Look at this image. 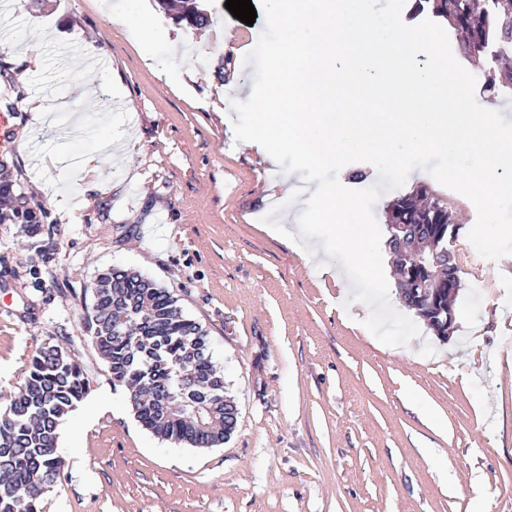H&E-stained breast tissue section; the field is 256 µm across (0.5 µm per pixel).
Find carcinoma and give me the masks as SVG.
<instances>
[{
    "label": "carcinoma",
    "mask_w": 512,
    "mask_h": 512,
    "mask_svg": "<svg viewBox=\"0 0 512 512\" xmlns=\"http://www.w3.org/2000/svg\"><path fill=\"white\" fill-rule=\"evenodd\" d=\"M177 22L209 21L198 0H157ZM448 19L470 56L483 69L486 92L512 89V0H415L423 12ZM41 209L13 189L0 163V224H22L24 247L41 254ZM453 222L448 206L421 184L397 196L386 223L406 225L397 254L408 241L434 235ZM84 324L112 380L130 394L142 428L158 439L191 448H214L235 431L234 401L224 392V372L210 352L206 330L183 315L177 299L133 269L97 276ZM90 379L71 352L43 341L25 365L20 387L0 411V512H38V502L60 474V426L87 395Z\"/></svg>",
    "instance_id": "1"
}]
</instances>
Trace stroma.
<instances>
[{
    "label": "stroma",
    "instance_id": "35a3bbf8",
    "mask_svg": "<svg viewBox=\"0 0 512 512\" xmlns=\"http://www.w3.org/2000/svg\"><path fill=\"white\" fill-rule=\"evenodd\" d=\"M226 0H202L210 21L175 23L139 0L149 43L123 25L124 0H14L0 6V39L25 28L50 35L38 66L0 53V136L17 187L42 204L52 250L32 257L19 225L0 224V394L20 384L38 341L71 350L89 394L60 430L65 465L39 512H512V270L468 239L477 213L465 196L422 170L401 191L428 185L461 230L451 249L462 290L448 340L428 329L403 346L382 344L343 308L351 285L266 227L289 202L266 197L281 179L225 116L228 91L253 86L244 62L265 25L233 17ZM112 62L120 99L72 124L82 107L61 71L95 83L83 54ZM59 107L31 127V100ZM30 139L16 151L22 132ZM127 158H107L104 193L78 163L105 135ZM139 270L168 288L209 334L213 359L239 417L217 448H190L145 431L128 392L96 356L82 314L96 276Z\"/></svg>",
    "mask_w": 512,
    "mask_h": 512
}]
</instances>
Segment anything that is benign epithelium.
<instances>
[{
  "instance_id": "benign-epithelium-1",
  "label": "benign epithelium",
  "mask_w": 512,
  "mask_h": 512,
  "mask_svg": "<svg viewBox=\"0 0 512 512\" xmlns=\"http://www.w3.org/2000/svg\"><path fill=\"white\" fill-rule=\"evenodd\" d=\"M459 230L458 224L448 225V234L436 235L426 242L424 248L411 249V262L401 261L400 277L419 295L418 312L438 336L450 333L455 322V313L453 306L444 308L437 304L440 282L436 279L433 268L443 254L448 255V266H453L452 251L447 245L457 239Z\"/></svg>"
}]
</instances>
